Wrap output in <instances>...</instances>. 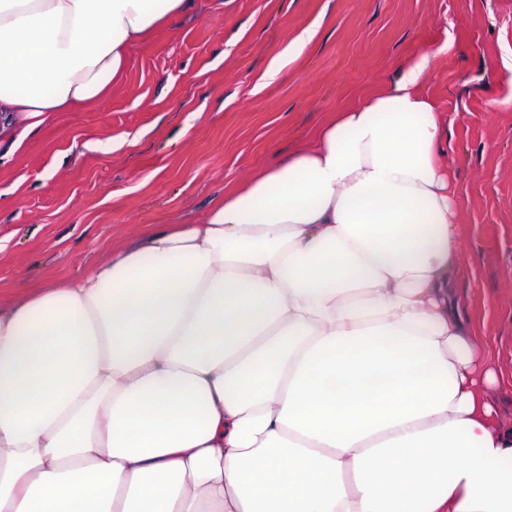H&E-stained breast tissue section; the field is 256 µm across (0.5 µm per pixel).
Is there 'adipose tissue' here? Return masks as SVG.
I'll list each match as a JSON object with an SVG mask.
<instances>
[{
  "label": "adipose tissue",
  "mask_w": 512,
  "mask_h": 512,
  "mask_svg": "<svg viewBox=\"0 0 512 512\" xmlns=\"http://www.w3.org/2000/svg\"><path fill=\"white\" fill-rule=\"evenodd\" d=\"M197 0H0V160ZM430 53L198 224L0 302V512H512Z\"/></svg>",
  "instance_id": "1"
}]
</instances>
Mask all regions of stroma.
<instances>
[{
    "mask_svg": "<svg viewBox=\"0 0 512 512\" xmlns=\"http://www.w3.org/2000/svg\"><path fill=\"white\" fill-rule=\"evenodd\" d=\"M425 52L422 90L452 122L457 291L512 424V0H199L0 164V300L84 277L147 225L202 221Z\"/></svg>",
    "mask_w": 512,
    "mask_h": 512,
    "instance_id": "1",
    "label": "stroma"
}]
</instances>
